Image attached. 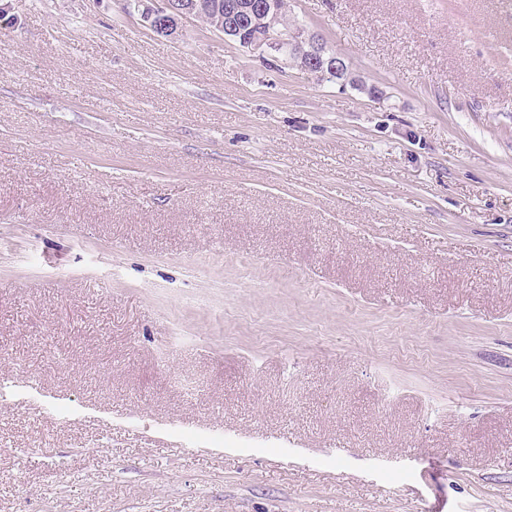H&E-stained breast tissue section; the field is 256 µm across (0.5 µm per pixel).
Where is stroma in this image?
<instances>
[{
  "label": "stroma",
  "mask_w": 512,
  "mask_h": 512,
  "mask_svg": "<svg viewBox=\"0 0 512 512\" xmlns=\"http://www.w3.org/2000/svg\"><path fill=\"white\" fill-rule=\"evenodd\" d=\"M8 2L0 512H512V15ZM200 1L126 0L124 9L128 14L137 12L142 24L153 33L176 39L183 33L182 21L191 17ZM212 4L215 11H219L224 16V2L226 0H206ZM276 6L281 14V24L279 23L277 10L274 9L268 1L260 4L248 0V2L229 1L226 2V11L235 14H242L245 16L252 15L257 23L263 26L265 34L262 37L250 36L254 33H262L258 27L248 31L244 30L241 26H235L224 22V18L216 21V28L224 33V37L236 41L241 47L247 49L252 54H257L258 57L264 58L265 56L279 57L283 56L286 59L294 54H301L307 56L313 64L321 70H329L335 72L342 68V61L335 54L330 52L322 39L306 31L301 34L298 31H286L285 28H290V23L287 18V1L276 0ZM283 28H281L280 27ZM248 31V34H247ZM290 59L294 65L307 73H315L317 70H312L311 63L308 59L299 56H292ZM344 63V71L341 75L336 76L329 71H326L320 79H328L329 81H344V75L347 71V66Z\"/></svg>",
  "instance_id": "stroma-1"
}]
</instances>
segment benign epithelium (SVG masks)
Returning a JSON list of instances; mask_svg holds the SVG:
<instances>
[{
  "instance_id": "1",
  "label": "benign epithelium",
  "mask_w": 512,
  "mask_h": 512,
  "mask_svg": "<svg viewBox=\"0 0 512 512\" xmlns=\"http://www.w3.org/2000/svg\"><path fill=\"white\" fill-rule=\"evenodd\" d=\"M200 0H125V11L139 14L142 24L153 33L176 39L183 33L182 21L191 16ZM226 10L245 16L251 15L263 26L265 34L250 36L240 26L228 24L220 19L216 28L229 38L260 57L294 54L308 57L321 70L335 72L342 68V61L330 52L322 39L307 31H286L280 27L277 10L267 0L257 4L253 0H229Z\"/></svg>"
}]
</instances>
